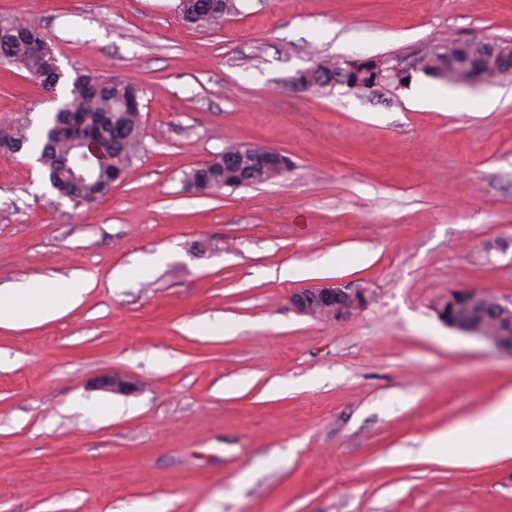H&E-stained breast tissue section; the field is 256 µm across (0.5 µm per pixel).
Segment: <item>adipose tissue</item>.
<instances>
[{"instance_id": "adipose-tissue-1", "label": "adipose tissue", "mask_w": 512, "mask_h": 512, "mask_svg": "<svg viewBox=\"0 0 512 512\" xmlns=\"http://www.w3.org/2000/svg\"><path fill=\"white\" fill-rule=\"evenodd\" d=\"M90 289L87 278L64 283L27 280L0 291V326L47 321L80 304ZM458 448H482L502 457L512 456V393L496 400L485 415L437 433L424 444L426 454H453Z\"/></svg>"}]
</instances>
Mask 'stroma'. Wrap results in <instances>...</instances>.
I'll return each mask as SVG.
<instances>
[{"mask_svg": "<svg viewBox=\"0 0 512 512\" xmlns=\"http://www.w3.org/2000/svg\"><path fill=\"white\" fill-rule=\"evenodd\" d=\"M235 5L203 31L180 0H0V20L39 18L56 92L78 70L139 86L144 145L80 207L0 151V289L92 283L54 320L0 327V512H512V457L421 452L512 391V355L436 314L452 289L512 302V79L413 67L451 35L512 39V0ZM327 56L411 79L295 84ZM53 94L0 66V127L36 136ZM238 143L286 155L287 176L187 188ZM319 284L368 302L297 314L291 294ZM108 373L139 390L98 389Z\"/></svg>", "mask_w": 512, "mask_h": 512, "instance_id": "obj_1", "label": "stroma"}]
</instances>
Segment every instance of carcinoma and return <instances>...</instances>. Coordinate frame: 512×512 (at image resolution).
Segmentation results:
<instances>
[{"label": "carcinoma", "mask_w": 512, "mask_h": 512, "mask_svg": "<svg viewBox=\"0 0 512 512\" xmlns=\"http://www.w3.org/2000/svg\"><path fill=\"white\" fill-rule=\"evenodd\" d=\"M234 10V0H216L206 11L190 20L197 28L208 29L224 23V17ZM44 39L38 20L32 18L0 25V62L19 66L31 75L42 78L44 64L33 53V45ZM440 42L431 46L417 60V67L436 78L457 83L459 79L448 69V45ZM319 80L314 87L334 89L345 86L351 90H368L376 84V61L373 59L324 58L316 64ZM141 90L128 79L115 77L108 81L76 73L71 81L68 98L45 125L34 148L39 150L38 162L46 168L53 189L76 205L92 204L105 196L115 183L122 182L142 149ZM76 126L91 132L109 147V160L94 163L80 159V152L71 141L53 137L62 125ZM30 142L26 125L20 124L5 137L0 136V150L18 153ZM234 165L224 166L218 157L212 163L192 170L185 179L188 187L201 192L238 187L267 181L256 158L260 148L239 144L231 148ZM458 314L473 315L483 311L484 332L497 334L507 318L498 312L497 297L485 293L474 303L457 302L455 296L444 303Z\"/></svg>", "instance_id": "carcinoma-1"}]
</instances>
